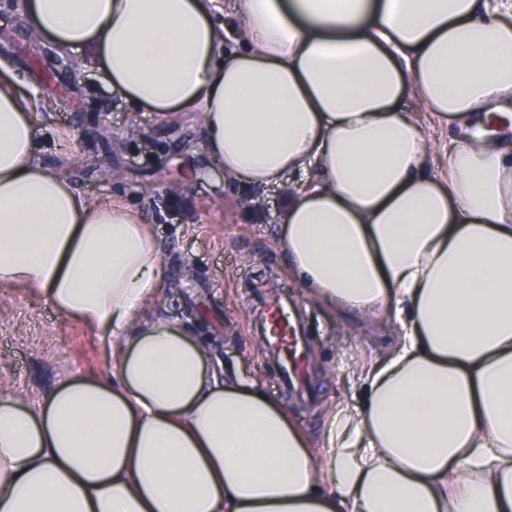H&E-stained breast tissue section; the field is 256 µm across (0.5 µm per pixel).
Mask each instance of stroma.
<instances>
[{
	"label": "stroma",
	"instance_id": "stroma-1",
	"mask_svg": "<svg viewBox=\"0 0 512 512\" xmlns=\"http://www.w3.org/2000/svg\"><path fill=\"white\" fill-rule=\"evenodd\" d=\"M22 0H0V68L20 79L38 124L35 159L97 204H120L149 224L164 276L146 308L150 317L182 323L209 363L244 372L277 400L319 446L330 409L352 389L350 370L389 349L390 324L365 321L320 305L288 273L278 236L288 196L300 177L258 189L229 179L209 149L196 109L159 116L112 89L88 53L38 39L21 57ZM55 52L68 65L49 78L39 59ZM402 106L431 146V168L446 167L457 129L439 123L417 92ZM292 298L303 315L307 397L284 391L279 371L250 331L252 302ZM112 379V348L102 336L24 288L0 287V394L42 402L61 382Z\"/></svg>",
	"mask_w": 512,
	"mask_h": 512
}]
</instances>
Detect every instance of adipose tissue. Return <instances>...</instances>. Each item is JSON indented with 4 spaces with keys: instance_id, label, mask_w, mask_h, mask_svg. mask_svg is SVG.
<instances>
[{
    "instance_id": "1",
    "label": "adipose tissue",
    "mask_w": 512,
    "mask_h": 512,
    "mask_svg": "<svg viewBox=\"0 0 512 512\" xmlns=\"http://www.w3.org/2000/svg\"><path fill=\"white\" fill-rule=\"evenodd\" d=\"M28 0L31 30L92 50L105 81L200 111L213 157L267 189L279 244L327 308L392 320L314 454L256 381L225 376L174 320L148 225L92 206L33 159L0 77V285L112 341V380L39 405L0 395V512H512V0ZM460 136L444 175L402 101Z\"/></svg>"
}]
</instances>
